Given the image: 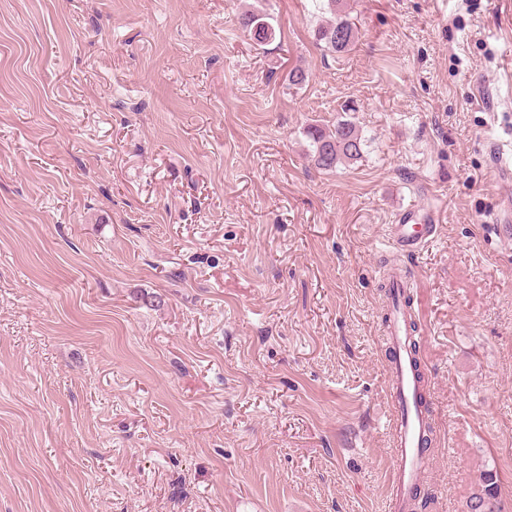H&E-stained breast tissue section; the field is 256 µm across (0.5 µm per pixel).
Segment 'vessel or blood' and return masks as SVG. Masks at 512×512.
Wrapping results in <instances>:
<instances>
[{
    "mask_svg": "<svg viewBox=\"0 0 512 512\" xmlns=\"http://www.w3.org/2000/svg\"><path fill=\"white\" fill-rule=\"evenodd\" d=\"M438 222V216L432 213L427 223L420 224L414 210L403 211L397 223L389 227L390 248L407 257L418 255L433 242ZM386 280L393 297L389 320L384 325V340L392 351L387 372L392 405L389 434L394 450L393 508L395 512H409L413 492L421 485L429 468L423 438L431 419L419 401L418 374L422 365L411 346L408 311L401 301L413 280L395 267L387 271Z\"/></svg>",
    "mask_w": 512,
    "mask_h": 512,
    "instance_id": "obj_1",
    "label": "vessel or blood"
}]
</instances>
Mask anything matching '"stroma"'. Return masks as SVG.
Segmentation results:
<instances>
[{
	"label": "stroma",
	"instance_id": "35a3bbf8",
	"mask_svg": "<svg viewBox=\"0 0 512 512\" xmlns=\"http://www.w3.org/2000/svg\"><path fill=\"white\" fill-rule=\"evenodd\" d=\"M346 6L334 54L315 0H0V512H391L385 234L434 208L420 495L512 512V0ZM320 9L330 14L316 30V40L332 53L352 49L357 38L355 23L351 21L342 0H318ZM267 15L259 9L245 11L240 18V23L250 38L257 46H263L275 38V29L266 20ZM263 32L261 36L260 33ZM306 133L311 141L314 163L321 170L331 171L339 164L355 162L364 155L365 140L351 120H338L329 130L310 127ZM468 512H503L499 477L493 470L485 471L479 482L478 490L472 494Z\"/></svg>",
	"mask_w": 512,
	"mask_h": 512
}]
</instances>
